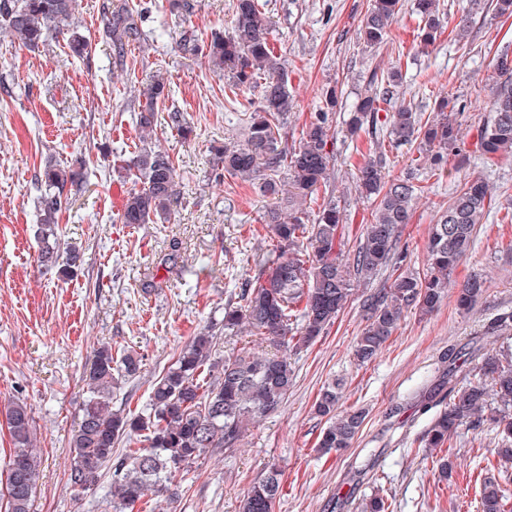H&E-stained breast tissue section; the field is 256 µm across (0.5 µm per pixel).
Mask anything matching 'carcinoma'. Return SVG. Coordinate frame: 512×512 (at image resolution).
I'll return each instance as SVG.
<instances>
[{"label": "carcinoma", "instance_id": "carcinoma-1", "mask_svg": "<svg viewBox=\"0 0 512 512\" xmlns=\"http://www.w3.org/2000/svg\"><path fill=\"white\" fill-rule=\"evenodd\" d=\"M402 0H372L359 29L368 45L384 43L388 30L402 11ZM77 0H0V28L17 44L36 49L48 37L70 35L77 55L88 47L75 31ZM419 17L416 38L423 48L433 45L445 23L440 0H414ZM140 11L126 2L103 18V32L123 49L139 34ZM270 24L261 0H233L232 31L214 32L204 44L183 36L179 48L202 56L215 70L227 73L232 86L247 89L263 81L260 100L246 119L242 144L212 148L213 167L231 177L258 186L265 195L286 196L287 206L263 216L273 248L256 266L239 293L237 305L224 307V335L243 331L258 337L268 350L217 354L215 333L200 332L179 353L176 361L154 383L149 407L141 412L112 409V387L118 380L136 377L142 357L128 353L119 358L112 346L96 348L84 384L88 397L79 409V423L68 440L70 462L67 485L84 492L99 485L106 468L112 470L113 512H132L150 494L160 496L173 479L201 456L218 449L236 451L249 426L277 411L294 384L295 372L282 354L285 349L309 345L323 335L351 300V274L376 280L390 271L380 288H369L360 299L365 326L354 346L358 362L372 361L398 330L404 312H434L442 302L448 273L466 256L476 225L491 205L487 184L467 178L430 228L427 269L421 274L404 266L406 255L397 252L403 229L411 223L416 188L409 178L386 176L383 155H368L355 166V189L362 198L377 201L372 222L366 225L353 257V265L340 258L344 223L336 200L328 198L314 223L307 224L303 209L307 198L326 185L334 152L329 150L332 115L336 112V87L324 91V105L314 113L300 141L288 145V113L293 109L288 72L271 44ZM492 97L479 135V150L488 161L512 157V55L505 46L493 64ZM402 74L392 70L373 74L368 89L347 120L349 131L367 134L377 147L379 137L393 146L418 144L437 169L458 149L459 125L446 115L450 102H436L440 118L428 123L410 105L387 111ZM164 78L155 75L143 86L144 105L137 116L143 136L138 154L114 166L119 177H135L119 216L122 224L166 222L176 195V169L170 155L147 144L145 133L155 126V105L165 97ZM385 118H380V113ZM83 167L63 166L50 159L36 176L39 224L37 261L45 272L69 279L77 274L82 254L62 240L59 214L66 208L71 188L83 185ZM485 292L483 278L473 275L459 289L456 303L467 309ZM461 352L450 348L438 359V375L416 395L417 407L431 414L421 442L426 448L452 444L460 425L484 423L485 411L501 430L496 455L512 463V349L495 355L474 348L468 360L475 367L463 386L451 385L458 372ZM343 383L327 384L316 402L326 418L318 443L323 455L350 448L365 420L360 408L341 413ZM5 422L13 444L0 484V512H34L40 461L34 451L32 408L20 399L5 408ZM135 448H119L122 442ZM282 493L281 477L272 468L248 490L241 512H273ZM508 493L495 476L485 478L480 512H508Z\"/></svg>", "mask_w": 512, "mask_h": 512}]
</instances>
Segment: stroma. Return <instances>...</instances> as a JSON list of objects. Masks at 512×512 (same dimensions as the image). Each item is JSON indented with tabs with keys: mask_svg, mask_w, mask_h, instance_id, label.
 I'll return each mask as SVG.
<instances>
[{
	"mask_svg": "<svg viewBox=\"0 0 512 512\" xmlns=\"http://www.w3.org/2000/svg\"><path fill=\"white\" fill-rule=\"evenodd\" d=\"M120 2L78 0L79 32L89 41L80 57L59 36L33 52L0 32V405L20 397L33 408L41 459L36 512H112L111 477L81 495L66 484L68 439L86 396L85 366L103 343L141 355L140 373L120 380L112 406L144 410L154 381L188 340L221 328L225 305L236 301L268 249L263 214L276 203L250 183L216 179L211 163L213 146L243 142L244 114L259 100L260 87L230 93L223 72L178 46L187 32L203 40L230 32L233 0H193L192 13L184 16L160 11L154 0H137L147 9L142 35L119 50L101 19ZM263 2L294 95L289 143L299 141L322 107L327 86L341 94L331 128V180L306 208L317 214L325 198L335 197L345 214L344 261H352L374 215L372 201L359 198L353 184L354 166L370 141L350 135L345 125L371 73L401 69L398 97L422 120L434 119L438 97L465 107L457 117L461 153L448 159L455 174L438 173L414 145L385 151L390 177L412 178L417 187L412 221L400 240L411 269L425 270L430 226L464 178L487 182L492 208L472 250L449 275L436 312H408L382 353L357 365L352 348L365 325L359 300L367 284L353 279L351 301L335 323L292 355L295 383L280 409L251 427L236 452L208 455L180 473L175 500L154 496L148 505L155 512H239L244 493L273 466L282 475L274 512H360L363 498L375 492L387 498L389 512H479L481 484L496 457V430L487 423L464 426L448 451L424 448L427 419L416 415L412 395L433 376L444 350L498 351L503 337L486 329L512 312V159L490 163L478 150L491 61L512 44V16L475 6L459 42L454 30L467 0H440L444 31L424 49L413 41V0H404L387 42L374 48L357 34L371 0ZM156 74L168 80L170 92L156 105L153 141L174 162L177 194L168 222L123 224L112 188L128 192L134 182L119 179L112 162L138 151V90ZM175 112L191 125L190 138L173 129ZM50 158L67 165L82 161L88 170L87 184L72 192L59 216L60 231L83 253L77 276L68 280L43 275L37 262L35 178ZM173 241L181 258L169 267L162 258ZM474 274L485 279L486 292L464 312L456 306L457 291ZM335 379L344 385L343 407L365 409L367 417L352 448L326 456L317 451L324 421L313 405ZM394 407L400 410L395 417L389 414ZM444 457L453 464L445 480L438 472Z\"/></svg>",
	"mask_w": 512,
	"mask_h": 512,
	"instance_id": "obj_1",
	"label": "stroma"
}]
</instances>
